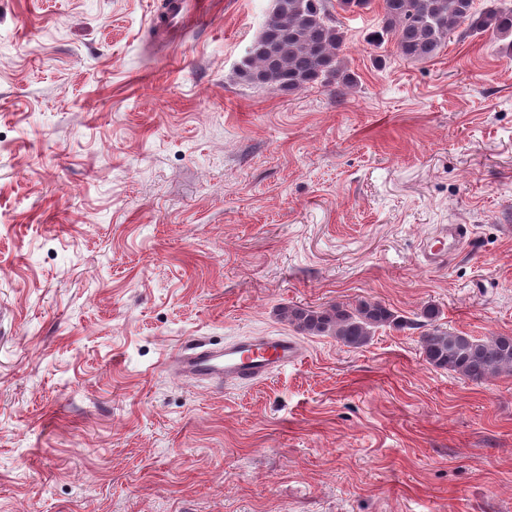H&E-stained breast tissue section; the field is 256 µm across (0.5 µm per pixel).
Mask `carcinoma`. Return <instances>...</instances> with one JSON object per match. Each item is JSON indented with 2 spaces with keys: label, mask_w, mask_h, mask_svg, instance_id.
I'll return each mask as SVG.
<instances>
[{
  "label": "carcinoma",
  "mask_w": 512,
  "mask_h": 512,
  "mask_svg": "<svg viewBox=\"0 0 512 512\" xmlns=\"http://www.w3.org/2000/svg\"><path fill=\"white\" fill-rule=\"evenodd\" d=\"M381 11L380 29L371 33L369 42H391L409 61L435 57L454 34L512 36V6L502 0H491L482 11L475 0H381ZM346 50L344 31L332 19L327 0H272L261 34L240 62L239 75L270 91L293 92L332 80L348 86L352 77L343 66ZM281 315L303 333L334 336L352 349L367 345L378 328L413 326L382 302L366 299L319 309L285 307ZM437 316L432 306L420 314V348L429 365L476 384L512 375V336L479 339L451 332L437 324Z\"/></svg>",
  "instance_id": "carcinoma-1"
}]
</instances>
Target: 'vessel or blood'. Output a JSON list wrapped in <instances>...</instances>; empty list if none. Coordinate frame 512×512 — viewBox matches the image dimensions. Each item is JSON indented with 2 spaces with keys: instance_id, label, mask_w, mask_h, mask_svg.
Masks as SVG:
<instances>
[{
  "instance_id": "vessel-or-blood-1",
  "label": "vessel or blood",
  "mask_w": 512,
  "mask_h": 512,
  "mask_svg": "<svg viewBox=\"0 0 512 512\" xmlns=\"http://www.w3.org/2000/svg\"><path fill=\"white\" fill-rule=\"evenodd\" d=\"M207 6V0H170L168 14L157 20L155 27L161 33L192 27L203 21ZM466 234L467 228L461 224L440 226L433 241L423 248L427 265L442 264L447 247L458 246ZM304 357L302 343L287 336H247L221 346L198 338L176 352L170 364L188 379L240 386L269 378Z\"/></svg>"
}]
</instances>
